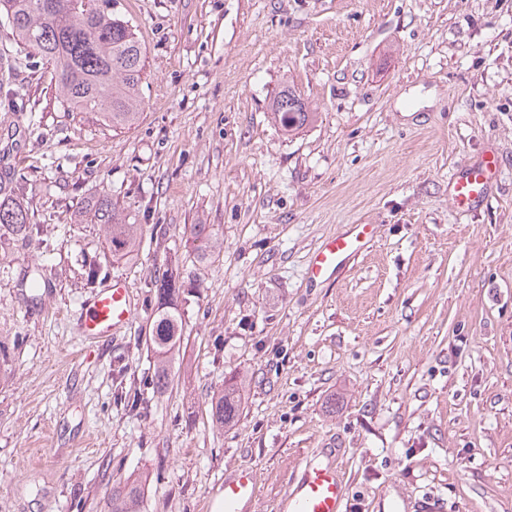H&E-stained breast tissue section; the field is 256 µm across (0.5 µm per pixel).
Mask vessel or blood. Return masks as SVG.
Returning <instances> with one entry per match:
<instances>
[{
    "instance_id": "1",
    "label": "vessel or blood",
    "mask_w": 512,
    "mask_h": 512,
    "mask_svg": "<svg viewBox=\"0 0 512 512\" xmlns=\"http://www.w3.org/2000/svg\"><path fill=\"white\" fill-rule=\"evenodd\" d=\"M500 174L497 156L462 167L449 182L455 207L470 211L489 197ZM374 235L370 224H357L327 239L310 258L308 277L317 281L335 275L350 257L366 249ZM137 312L130 291L122 278L108 283L89 298L82 311L83 335L97 339L111 336L113 331L133 322ZM257 475L242 468L226 477L224 487L209 503V512H253L256 505ZM349 492L337 469L332 466L306 468L295 487L287 495L288 512H346Z\"/></svg>"
}]
</instances>
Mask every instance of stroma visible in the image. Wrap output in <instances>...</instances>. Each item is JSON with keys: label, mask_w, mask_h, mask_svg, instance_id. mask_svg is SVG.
I'll return each instance as SVG.
<instances>
[{"label": "stroma", "mask_w": 512, "mask_h": 512, "mask_svg": "<svg viewBox=\"0 0 512 512\" xmlns=\"http://www.w3.org/2000/svg\"><path fill=\"white\" fill-rule=\"evenodd\" d=\"M112 9L145 50L124 129L67 111L0 18V172L44 229L0 226V512H107V486L141 478L140 512H208L240 468L257 512H282L311 463L338 467L349 512H512V0ZM288 86L315 114L291 135L270 119ZM487 152L498 180L461 214L448 181ZM104 195L142 225L133 253L80 222ZM195 224L215 260L197 261ZM354 224L375 227L366 250L309 281ZM165 274L183 337L159 391L146 339ZM113 276L138 314L96 340L81 304ZM231 377L241 406L220 429ZM240 384L224 382V391L211 401L212 420L224 427L234 420L240 404Z\"/></svg>", "instance_id": "1"}]
</instances>
